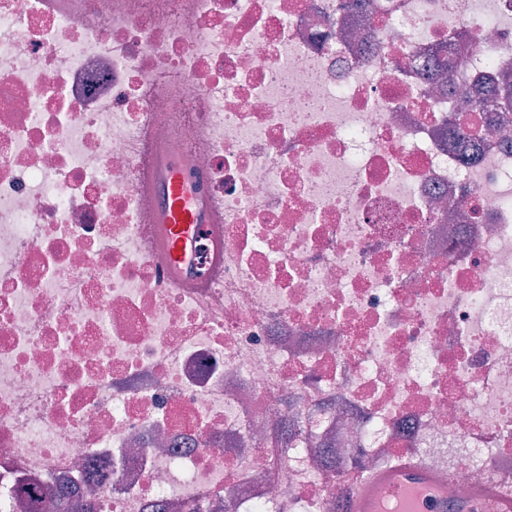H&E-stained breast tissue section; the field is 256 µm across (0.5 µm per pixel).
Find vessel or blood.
Listing matches in <instances>:
<instances>
[{
	"mask_svg": "<svg viewBox=\"0 0 512 512\" xmlns=\"http://www.w3.org/2000/svg\"><path fill=\"white\" fill-rule=\"evenodd\" d=\"M151 192L149 220L157 227L172 278L187 270L203 227L216 223L202 204L205 180L184 154H161ZM386 496H379V489ZM347 512H512V493L481 489L464 500L452 501L435 473L422 462L382 468L351 486Z\"/></svg>",
	"mask_w": 512,
	"mask_h": 512,
	"instance_id": "obj_1",
	"label": "vessel or blood"
}]
</instances>
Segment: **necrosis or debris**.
<instances>
[{"label":"necrosis or debris","instance_id":"obj_1","mask_svg":"<svg viewBox=\"0 0 512 512\" xmlns=\"http://www.w3.org/2000/svg\"><path fill=\"white\" fill-rule=\"evenodd\" d=\"M0 0V512H345L421 458L512 481V120L464 164L430 49L512 67V0ZM219 221L180 284L143 189Z\"/></svg>","mask_w":512,"mask_h":512}]
</instances>
